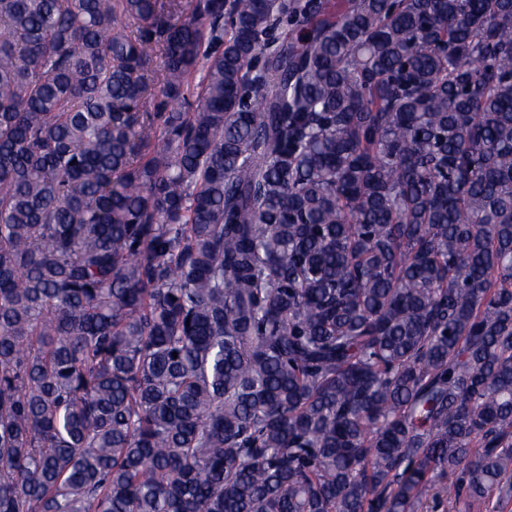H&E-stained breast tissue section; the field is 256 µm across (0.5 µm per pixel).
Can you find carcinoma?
Listing matches in <instances>:
<instances>
[{
  "label": "carcinoma",
  "instance_id": "obj_1",
  "mask_svg": "<svg viewBox=\"0 0 512 512\" xmlns=\"http://www.w3.org/2000/svg\"><path fill=\"white\" fill-rule=\"evenodd\" d=\"M0 27V512L512 501V0Z\"/></svg>",
  "mask_w": 512,
  "mask_h": 512
}]
</instances>
